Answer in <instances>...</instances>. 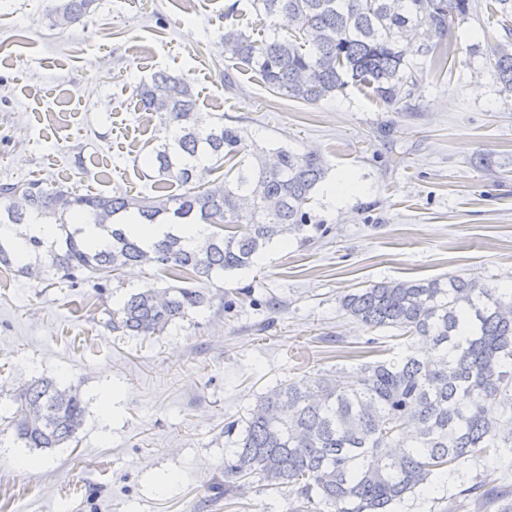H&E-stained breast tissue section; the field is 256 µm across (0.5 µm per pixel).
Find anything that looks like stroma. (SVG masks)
<instances>
[{"mask_svg":"<svg viewBox=\"0 0 512 512\" xmlns=\"http://www.w3.org/2000/svg\"><path fill=\"white\" fill-rule=\"evenodd\" d=\"M232 3L241 28L260 30L247 0H97L64 30L50 0H0V182L154 195L157 119L136 89L166 70L191 79L201 112L260 145L318 152L328 182L358 184L338 205L318 189L302 235L213 277L210 303L159 336H120L107 320L130 294L170 285L161 270H124L100 292L1 266L0 512H294L293 495L256 478L231 503L213 491L224 425L281 382L359 366L370 332L340 298L444 274L512 285V99L483 66L498 26L454 23L455 53L425 68L414 109L359 86L309 105L227 67L218 44ZM478 150L495 166L476 168ZM40 376L78 386L86 404L77 440L44 451L7 428L13 390Z\"/></svg>","mask_w":512,"mask_h":512,"instance_id":"stroma-1","label":"stroma"}]
</instances>
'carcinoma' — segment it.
Listing matches in <instances>:
<instances>
[{
    "label": "carcinoma",
    "mask_w": 512,
    "mask_h": 512,
    "mask_svg": "<svg viewBox=\"0 0 512 512\" xmlns=\"http://www.w3.org/2000/svg\"><path fill=\"white\" fill-rule=\"evenodd\" d=\"M96 0H52L51 26L88 18ZM267 21L253 38L224 11V61L258 75L277 94L316 105L360 85L385 106L408 107L424 66L402 41H419L417 56L448 63L452 22L484 14L500 27L488 71L499 93L512 97V0H249ZM286 17L283 34L276 19ZM138 109L158 117L150 163L178 194H78L41 180L0 183V225L19 237L32 217L52 218L59 238L25 237L28 278L52 275L76 285L109 287L131 266H155L175 281L204 284L254 265L274 240L301 234L307 205L329 168L313 153L285 147L250 149L246 132L199 112L191 81L166 71L138 89ZM232 160L234 175L213 177ZM139 224H207L219 228L191 241L168 233L151 244L125 232ZM92 218L107 236L89 246L76 216ZM203 288L170 285L132 293L108 324L123 336H156L209 303ZM344 314L370 331L394 329L405 350L363 363L344 384L326 375L284 382L259 397L249 416L227 423L237 433L224 449V493L255 476L296 497L294 512L320 504L330 512H392L430 491L445 476L460 478L468 461L503 460L512 448V293L463 274L370 284L343 296ZM9 428L27 448L72 441L86 406L77 386L40 377L13 394ZM458 496L479 507L512 512V486L459 485Z\"/></svg>",
    "instance_id": "cac0c4a2"
}]
</instances>
